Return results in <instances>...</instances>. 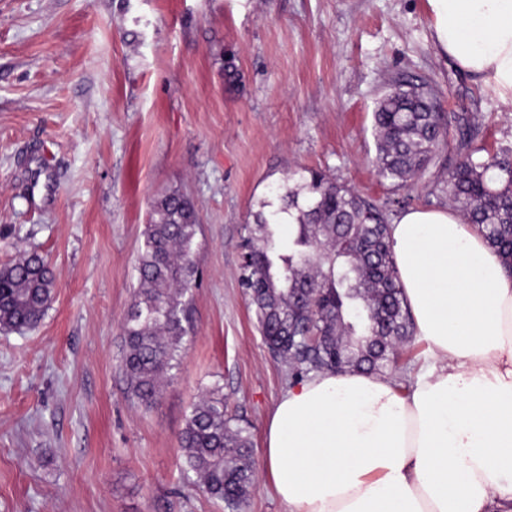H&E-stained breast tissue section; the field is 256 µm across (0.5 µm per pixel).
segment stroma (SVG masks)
Segmentation results:
<instances>
[{
  "mask_svg": "<svg viewBox=\"0 0 512 512\" xmlns=\"http://www.w3.org/2000/svg\"><path fill=\"white\" fill-rule=\"evenodd\" d=\"M398 79L448 119L401 190L374 164L373 112ZM460 117L480 156L512 148V111L436 54L426 0H0V267L34 251L55 276L35 328H0V512H228L183 475L185 415L221 386L259 464L289 385L238 281L243 225L301 167L447 207ZM173 190L198 209L199 279L182 364L147 408L121 325Z\"/></svg>",
  "mask_w": 512,
  "mask_h": 512,
  "instance_id": "stroma-1",
  "label": "stroma"
}]
</instances>
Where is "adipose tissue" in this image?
I'll list each match as a JSON object with an SVG mask.
<instances>
[{"label": "adipose tissue", "mask_w": 512, "mask_h": 512, "mask_svg": "<svg viewBox=\"0 0 512 512\" xmlns=\"http://www.w3.org/2000/svg\"><path fill=\"white\" fill-rule=\"evenodd\" d=\"M439 56L512 109V0H426ZM415 334L407 388L320 371L281 395L264 467L285 512H512V275L454 209L390 226Z\"/></svg>", "instance_id": "obj_1"}]
</instances>
